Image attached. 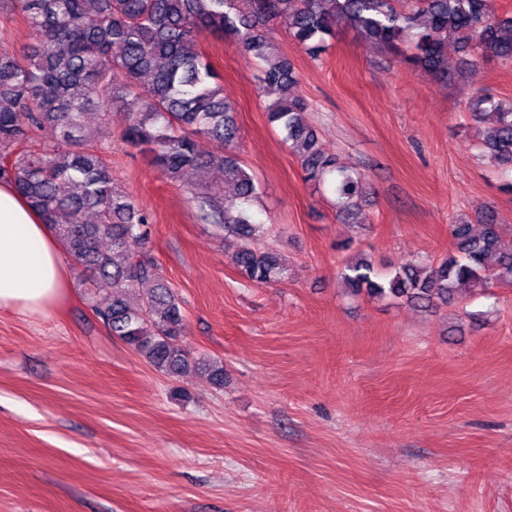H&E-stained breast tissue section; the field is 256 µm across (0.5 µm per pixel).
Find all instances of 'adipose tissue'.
<instances>
[{
  "label": "adipose tissue",
  "mask_w": 512,
  "mask_h": 512,
  "mask_svg": "<svg viewBox=\"0 0 512 512\" xmlns=\"http://www.w3.org/2000/svg\"><path fill=\"white\" fill-rule=\"evenodd\" d=\"M68 276L47 224L12 184L0 182V310L46 312L64 296Z\"/></svg>",
  "instance_id": "obj_1"
}]
</instances>
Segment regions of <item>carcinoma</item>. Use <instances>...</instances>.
I'll use <instances>...</instances> for the list:
<instances>
[{"instance_id": "obj_1", "label": "carcinoma", "mask_w": 512, "mask_h": 512, "mask_svg": "<svg viewBox=\"0 0 512 512\" xmlns=\"http://www.w3.org/2000/svg\"><path fill=\"white\" fill-rule=\"evenodd\" d=\"M0 11L21 13L35 37L21 57L0 49V180L10 181L50 226L73 269L86 277L94 312L112 336L155 370L170 377L201 372L217 389L224 388V362L195 358L182 344L180 302L144 251L152 218L112 177L106 141L116 110L140 80L150 78L151 88L138 111L123 113L122 139L171 181L192 187L205 170L224 173L234 195H195L200 218L224 239L243 242L232 264L262 285L288 280V265L259 246L269 228L249 207L261 187L235 151L237 113L199 48L201 38L229 39L260 62L268 123L285 134L306 180L332 179L336 208L346 215L358 208L365 177L323 147L292 62L266 37L267 21L284 20L292 42L313 56L344 22L439 80L451 77L450 44L467 65H512V15L498 16L492 0H0ZM466 109L473 122H492L479 157L512 176V98L470 95ZM46 127L56 133L55 144L29 148ZM200 138L228 151L203 155ZM504 230L492 209L475 224L460 218L449 225L454 250L440 260L415 259L383 272L362 259L346 263L341 278L355 295L422 308L452 305L463 287L512 285ZM132 242L143 248L136 256Z\"/></svg>"}]
</instances>
